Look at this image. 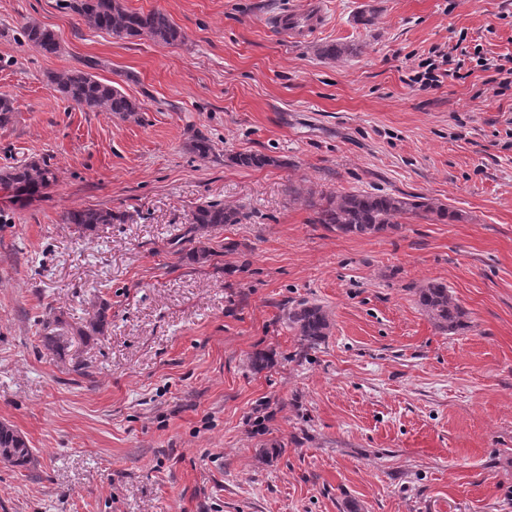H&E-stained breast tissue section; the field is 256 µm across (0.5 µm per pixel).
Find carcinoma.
<instances>
[{
    "label": "carcinoma",
    "instance_id": "1",
    "mask_svg": "<svg viewBox=\"0 0 512 512\" xmlns=\"http://www.w3.org/2000/svg\"><path fill=\"white\" fill-rule=\"evenodd\" d=\"M86 24L97 30H105L119 37H148L163 44H173L182 39V34L170 18L159 10L141 13L129 11L120 0H69L66 4ZM26 40L46 54L59 50L55 34L36 23L23 28ZM54 91L80 107L99 112H111L122 119H130L141 111V104L132 99L112 83L81 71H66L50 76ZM234 162L244 167H264L277 163V160L260 154L240 153ZM55 179L50 166L45 162L30 161L0 171V185L13 187L33 194L48 187ZM315 208L314 223L343 234L374 236L397 230V218L410 212L434 215L441 221H453L456 215L446 208L431 202L414 201L405 196L375 194L365 191L332 194L320 203H312ZM116 216L110 209L87 208L73 210L64 217V222L76 226L80 233H91L101 224H110ZM241 221L240 212L227 209L222 204L208 202L196 207L192 224L172 241L173 253L192 261L210 256L211 249L196 245V234L204 229L221 224H237ZM418 304L434 322L435 326L450 334L469 328L468 314L442 283L427 282L414 288ZM111 305L107 302L80 326L75 334L82 338L103 336L111 324ZM291 327L301 341L315 346L328 336L330 323L324 309L316 304L303 303L289 314ZM0 461L15 467H25L32 463V449L26 440L10 425L0 423Z\"/></svg>",
    "mask_w": 512,
    "mask_h": 512
}]
</instances>
